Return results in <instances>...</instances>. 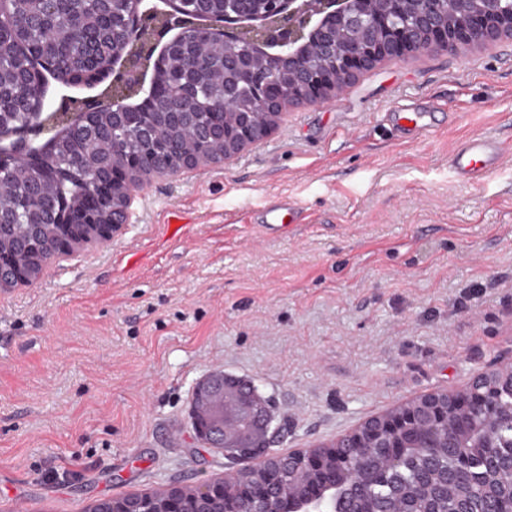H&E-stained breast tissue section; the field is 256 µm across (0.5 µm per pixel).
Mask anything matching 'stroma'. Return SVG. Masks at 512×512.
<instances>
[{"instance_id":"obj_1","label":"stroma","mask_w":512,"mask_h":512,"mask_svg":"<svg viewBox=\"0 0 512 512\" xmlns=\"http://www.w3.org/2000/svg\"><path fill=\"white\" fill-rule=\"evenodd\" d=\"M444 121L400 143L391 112ZM512 143V39L387 61L289 106L238 158L153 180L111 243L0 288V512L198 487L233 471L194 434L222 371L271 401V445H329L512 364V155L482 182L455 144ZM286 196L303 220L256 218Z\"/></svg>"}]
</instances>
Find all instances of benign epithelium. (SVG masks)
I'll list each match as a JSON object with an SVG mask.
<instances>
[{
	"label": "benign epithelium",
	"instance_id": "benign-epithelium-1",
	"mask_svg": "<svg viewBox=\"0 0 512 512\" xmlns=\"http://www.w3.org/2000/svg\"><path fill=\"white\" fill-rule=\"evenodd\" d=\"M469 0H224V12L214 16L220 27H189L187 21L203 16L199 0H164L169 7L162 30L149 40L146 34L157 10L134 0L107 68L112 88H129L153 107L164 104L156 77H147L148 62L166 71L167 88L182 100L197 94L186 86V68L193 59L185 37L199 50L221 61L224 87L242 89L262 107V112L229 120L215 112L206 123H188L186 141L168 140L159 150L129 153L120 164L90 170L81 178L91 195L106 180L123 188L124 197L112 212L87 210L77 219L63 220L70 227L49 253L34 257L43 269L75 248L106 243L133 223L131 190L142 189L154 178L182 169L226 161L267 140L280 126L283 111L292 104L324 103L360 74L387 60H404L429 48L453 50L460 44H481L512 38V0H480L457 24L448 21V4ZM27 128L13 134L14 146L0 155V169L18 160L43 169L39 146L28 140L46 127L38 123L46 111L68 116V130L98 134L97 117L112 113V124L129 133L149 128L148 114L124 97L109 100L60 98L42 91L33 101ZM219 141L224 152L214 154L200 146ZM60 172L45 170L26 188L24 212L0 209V229L35 224L47 213L68 214L67 201L45 193L44 184L58 180ZM32 280L31 267L11 265L0 256V288ZM512 394V367L475 375L463 388L422 394L380 415L373 416L330 446L300 448L286 455L271 450L274 416L270 400L250 382L213 374L196 388L205 406L196 412L198 434L207 436L224 457L238 462V469L213 486L188 495L169 486L160 496L146 493L112 500L104 512H201L211 493L224 501L249 504L257 512H270L278 503L281 512H512V450L495 449L497 435L512 430V405L502 407L498 397ZM445 447L454 457L448 467L434 463L433 449ZM484 460L485 476L473 478L475 458ZM399 460L417 468L419 491L398 489L391 499L399 510L382 508L369 497L370 488L393 480L392 465ZM298 462L301 479L310 493L281 499L277 484L256 487L247 473L261 463L269 475L280 473L288 462Z\"/></svg>",
	"mask_w": 512,
	"mask_h": 512
}]
</instances>
